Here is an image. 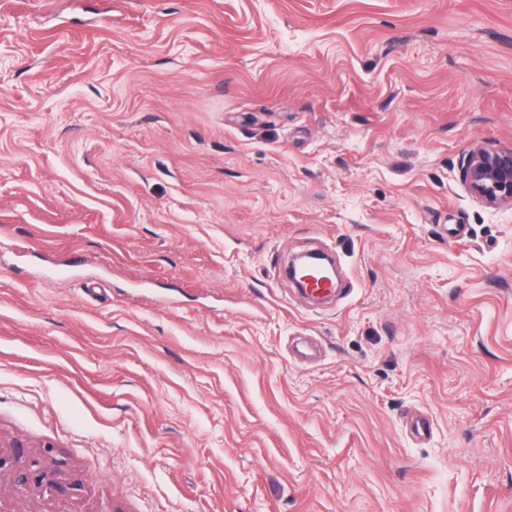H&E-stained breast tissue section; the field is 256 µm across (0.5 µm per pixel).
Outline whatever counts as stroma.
I'll return each mask as SVG.
<instances>
[{
  "label": "stroma",
  "mask_w": 512,
  "mask_h": 512,
  "mask_svg": "<svg viewBox=\"0 0 512 512\" xmlns=\"http://www.w3.org/2000/svg\"><path fill=\"white\" fill-rule=\"evenodd\" d=\"M477 146L512 0H0V442L68 487L12 512H512ZM309 257H316V258H319L320 260H325V258H323L322 255H319L316 253H308V254H304L299 257H296L293 260V262L291 263L290 268H289V274H290L291 279L294 281V283L296 284V286L298 288L305 290V292H308V291L310 292L311 290L314 291L315 290L314 288L317 287V288H320L324 291H328L329 293H331L333 291V288H336L335 283L327 284V285H320V283H319V285H315V287H314L313 279H312L314 274L318 275L319 279L321 281H326L330 278H322L320 276L319 271L316 269L302 268L303 261Z\"/></svg>",
  "instance_id": "obj_1"
}]
</instances>
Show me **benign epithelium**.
Returning <instances> with one entry per match:
<instances>
[{
    "label": "benign epithelium",
    "mask_w": 512,
    "mask_h": 512,
    "mask_svg": "<svg viewBox=\"0 0 512 512\" xmlns=\"http://www.w3.org/2000/svg\"><path fill=\"white\" fill-rule=\"evenodd\" d=\"M460 173L469 193L488 207L512 206V148L470 150L460 163ZM311 254L301 255L293 260L289 274L297 287L311 291L314 289L313 275L316 269H304L302 263ZM11 474V490L14 493L27 491L44 485L63 495L67 487L54 478V474L41 468L40 462L24 459V453L16 450L6 454L0 450V473Z\"/></svg>",
    "instance_id": "7a95c632"
}]
</instances>
